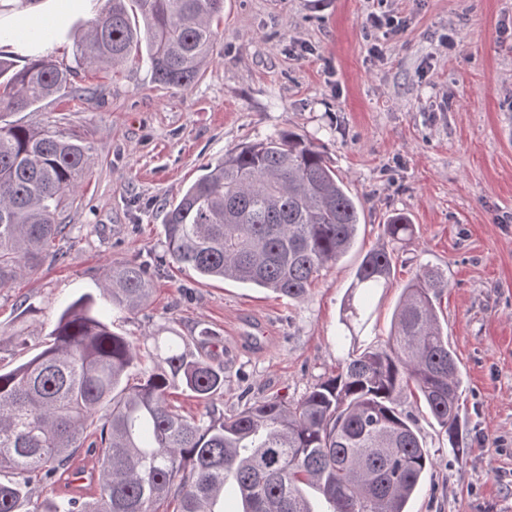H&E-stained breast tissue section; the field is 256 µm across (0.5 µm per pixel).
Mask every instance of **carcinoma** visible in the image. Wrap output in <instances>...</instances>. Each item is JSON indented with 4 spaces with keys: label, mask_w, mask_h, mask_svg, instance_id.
Masks as SVG:
<instances>
[{
    "label": "carcinoma",
    "mask_w": 512,
    "mask_h": 512,
    "mask_svg": "<svg viewBox=\"0 0 512 512\" xmlns=\"http://www.w3.org/2000/svg\"><path fill=\"white\" fill-rule=\"evenodd\" d=\"M224 0H106L76 42L79 67L147 64L153 82L185 89L217 42ZM73 70L51 58L19 68L0 56V114L27 110L72 87ZM87 148L51 126H0V288L33 271L61 235V200L75 194ZM361 204L319 147L283 132L224 153L169 205L167 255L202 279L266 288L290 301L308 295L320 272L353 247ZM381 243L359 263L344 302L345 324L363 302L393 285L396 246L415 225L402 214L382 225ZM448 287L421 268L401 288L387 339L350 355L335 376L300 400H256L225 417L224 368L196 356L216 333L147 336L115 332L108 312H134L152 293L134 262L104 268L99 294L60 314L45 348L0 372V512H314L303 487L330 512H409L431 459L403 407L417 392L462 451V382L435 299ZM182 389L205 404L189 418L168 402ZM87 448L92 467H72ZM40 478L89 496L31 499Z\"/></svg>",
    "instance_id": "obj_1"
}]
</instances>
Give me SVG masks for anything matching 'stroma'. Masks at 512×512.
<instances>
[{
  "label": "stroma",
  "instance_id": "1",
  "mask_svg": "<svg viewBox=\"0 0 512 512\" xmlns=\"http://www.w3.org/2000/svg\"><path fill=\"white\" fill-rule=\"evenodd\" d=\"M104 4L57 28L48 57L77 67L76 31ZM398 20L376 30L371 15ZM203 76L165 89L146 65L77 67L75 92L0 122L53 125L81 137L89 162L64 199L55 256L0 288V367L12 336L45 347L61 309L97 293L113 262L164 255L170 203L225 152L293 131L323 147L364 213L355 245L299 302L233 281H201L170 262L142 309L109 315L133 339L209 327L225 371L224 414L246 400L296 401L335 376L354 346L386 340L399 288L422 266L448 277L437 308L463 388L464 452L414 400L405 408L433 460L410 512H512V0H224ZM452 37L453 48L441 45ZM409 215L393 287L347 339L342 303L380 226Z\"/></svg>",
  "mask_w": 512,
  "mask_h": 512
}]
</instances>
